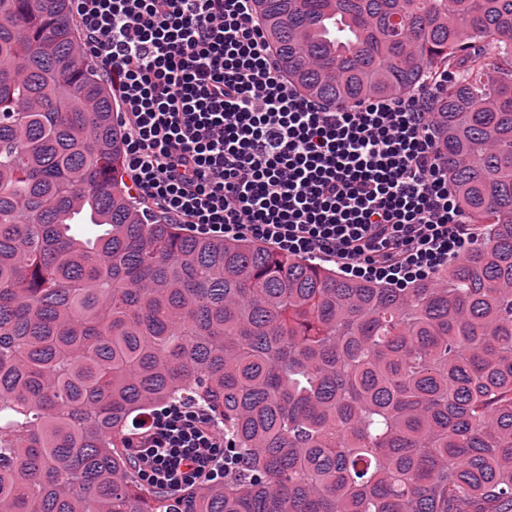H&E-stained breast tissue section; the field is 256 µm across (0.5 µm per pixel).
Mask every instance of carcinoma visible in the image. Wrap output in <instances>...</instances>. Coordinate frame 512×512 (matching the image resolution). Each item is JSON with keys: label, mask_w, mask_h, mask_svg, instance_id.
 I'll return each instance as SVG.
<instances>
[{"label": "carcinoma", "mask_w": 512, "mask_h": 512, "mask_svg": "<svg viewBox=\"0 0 512 512\" xmlns=\"http://www.w3.org/2000/svg\"><path fill=\"white\" fill-rule=\"evenodd\" d=\"M253 9L328 106L452 72L438 147L484 234L409 288L185 235L129 192L68 0H0V512H512V0ZM182 396L234 470L160 498L128 423Z\"/></svg>", "instance_id": "cac0c4a2"}]
</instances>
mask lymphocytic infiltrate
Listing matches in <instances>:
<instances>
[{
    "mask_svg": "<svg viewBox=\"0 0 512 512\" xmlns=\"http://www.w3.org/2000/svg\"><path fill=\"white\" fill-rule=\"evenodd\" d=\"M82 54L127 130L140 199L194 236L249 238L399 288L472 245L425 93L331 108L282 74L252 0H70ZM174 494L224 474V430L192 398L126 438Z\"/></svg>",
    "mask_w": 512,
    "mask_h": 512,
    "instance_id": "f902f5d3",
    "label": "lymphocytic infiltrate"
}]
</instances>
